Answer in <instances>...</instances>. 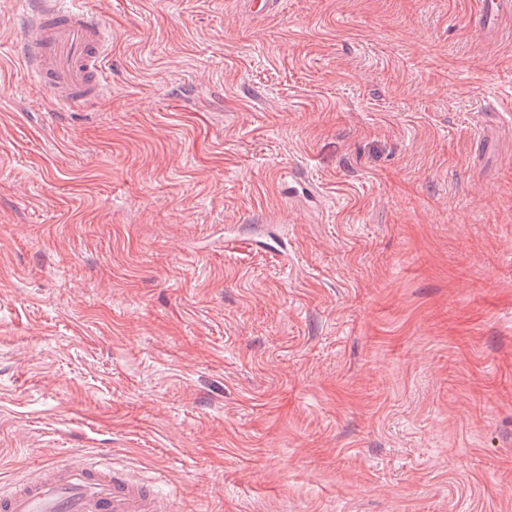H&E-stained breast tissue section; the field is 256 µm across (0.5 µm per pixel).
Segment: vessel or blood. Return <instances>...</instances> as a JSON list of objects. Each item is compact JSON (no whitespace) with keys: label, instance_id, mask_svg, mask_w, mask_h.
I'll list each match as a JSON object with an SVG mask.
<instances>
[{"label":"vessel or blood","instance_id":"1","mask_svg":"<svg viewBox=\"0 0 512 512\" xmlns=\"http://www.w3.org/2000/svg\"><path fill=\"white\" fill-rule=\"evenodd\" d=\"M27 31L18 60L34 83L53 90L59 105L102 100L109 83L112 34L79 0H28ZM512 0H483L478 20L497 24ZM0 512H173L152 485L125 470L75 453L38 468L0 493Z\"/></svg>","mask_w":512,"mask_h":512}]
</instances>
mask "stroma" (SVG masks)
<instances>
[{
	"label": "stroma",
	"mask_w": 512,
	"mask_h": 512,
	"mask_svg": "<svg viewBox=\"0 0 512 512\" xmlns=\"http://www.w3.org/2000/svg\"><path fill=\"white\" fill-rule=\"evenodd\" d=\"M82 0L56 111L0 0V487L80 449L175 512H512V14ZM27 31L18 60L36 85L53 90L60 106L102 100L109 83L112 34L78 0H28Z\"/></svg>",
	"instance_id": "stroma-1"
}]
</instances>
